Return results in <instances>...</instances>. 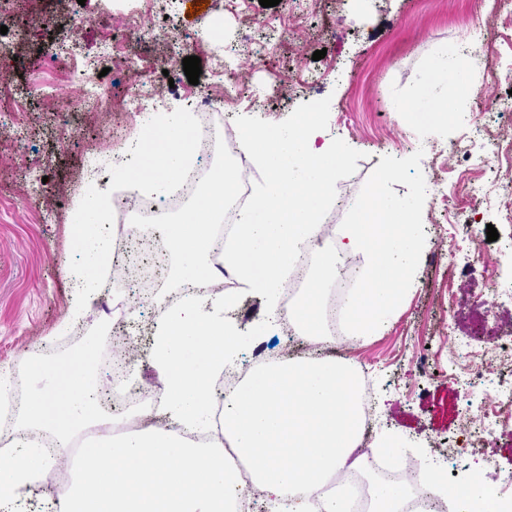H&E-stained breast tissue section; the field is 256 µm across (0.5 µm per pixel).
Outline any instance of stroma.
Here are the masks:
<instances>
[{
	"label": "stroma",
	"instance_id": "stroma-1",
	"mask_svg": "<svg viewBox=\"0 0 512 512\" xmlns=\"http://www.w3.org/2000/svg\"><path fill=\"white\" fill-rule=\"evenodd\" d=\"M15 0L0 18V370L15 374L17 402L45 394L49 381L29 373L33 362L82 358L91 377L110 385V369L97 363L112 344L101 317L110 297L100 293L93 310L70 319L72 284L67 269L84 264L74 248V209L86 186L89 161L102 168L100 184L112 187L122 171L112 164L121 145L110 131L138 136L128 112L126 89L141 81V93L161 98L162 109L193 114L208 97L233 123L278 128L297 114L317 115L319 131L345 146L332 199L320 221L337 235L355 222V206L379 180L393 195L421 203L420 259L388 328L365 340H349L350 363L365 364L383 410L375 436L392 432L412 446L431 451L436 440L456 436L467 401L493 397V382L481 389L450 383L460 366L457 345L477 350L485 338L469 334L468 316L485 296L497 318L512 316V260L500 256L498 241L483 242L486 260L498 264L501 293L471 279L472 253L457 224L464 211L479 224L494 225L500 239L512 235L502 218V186L494 172L478 173L460 155L480 154L482 142L512 137V15L505 0ZM151 14V34H128L107 42L109 29L124 28L133 14ZM209 21L221 35L204 36ZM321 60H313L317 50ZM466 57L472 89L466 109L446 121L414 125L395 110L418 97L423 110L434 106L432 63L444 53ZM196 56L202 73L190 84L182 60ZM106 68L110 111L92 106L73 111L75 68L90 62ZM236 83L248 102H225V85ZM485 197L469 194L473 180ZM133 306L130 319L141 328L134 368L138 382L159 383L150 354V336L166 309L184 293L176 278L162 280L151 294L138 281L115 285ZM228 318L243 340L239 360L255 346L273 358L306 353L305 345L277 323L254 335L265 319V304L243 292ZM440 351L437 374L415 372L417 356Z\"/></svg>",
	"mask_w": 512,
	"mask_h": 512
}]
</instances>
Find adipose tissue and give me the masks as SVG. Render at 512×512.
<instances>
[{"mask_svg":"<svg viewBox=\"0 0 512 512\" xmlns=\"http://www.w3.org/2000/svg\"><path fill=\"white\" fill-rule=\"evenodd\" d=\"M436 111H422L416 102L395 106L408 121L422 124L458 111L468 89L466 65L441 57L435 65ZM139 145L140 173L136 189L165 195L171 181L188 174L195 151L192 125L186 117L151 119ZM315 116L299 115L286 126L266 130L245 128L241 143L266 182L253 207L244 212L234 232L217 243L210 231L224 213L236 176L224 170L202 202L187 209L179 221L166 225L170 250L180 259V286L216 278L207 258L221 249L223 268L240 284L263 298L267 320L284 314L279 290L300 261L317 272L287 313L297 335L316 346L326 343L323 280L336 271L340 255L368 251L363 288L349 294L334 311L353 338L364 340L384 331L400 304L404 284L412 282L419 263L422 229L414 221L413 201L391 195L378 181L356 207V223L336 250L316 246L321 231L319 212L327 202L344 149L317 144ZM109 201L98 182L88 181L76 203L74 244L85 252V265L71 268L76 288L73 318L91 310L106 274L112 269L106 223ZM230 299L221 295L186 296L168 309L157 332L152 359L160 371V397L168 418L160 428L112 441L113 415L95 402L97 384L72 363H35L31 373L49 376L47 395L20 409L26 424L12 437L9 453H0V506L18 504L23 488L45 481L57 464L49 450L28 435L34 426L51 432L58 447H68L74 430L99 428L76 467L66 512H229L239 486L227 467L228 453L251 462L252 483L259 500L276 512H351L346 489L327 491L335 476L355 470L353 457L361 426L358 374L346 361L311 354L278 359L254 370L247 382L224 396V438L210 447L187 442L189 434L208 429L213 381L232 368L238 348L235 328L224 321ZM431 480L459 501L464 512H512L500 502L479 473L449 485L448 473L435 469Z\"/></svg>","mask_w":512,"mask_h":512,"instance_id":"adipose-tissue-1","label":"adipose tissue"}]
</instances>
